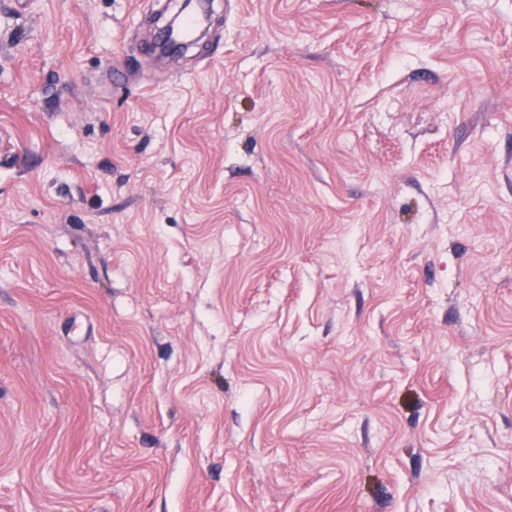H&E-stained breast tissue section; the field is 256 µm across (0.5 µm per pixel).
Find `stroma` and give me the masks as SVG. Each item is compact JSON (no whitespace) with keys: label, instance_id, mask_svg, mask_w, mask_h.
Here are the masks:
<instances>
[{"label":"stroma","instance_id":"35a3bbf8","mask_svg":"<svg viewBox=\"0 0 512 512\" xmlns=\"http://www.w3.org/2000/svg\"><path fill=\"white\" fill-rule=\"evenodd\" d=\"M0 0V512H512V0ZM181 8L179 9L177 15L168 20L164 25L158 27L154 36V45L164 57H178L182 55L191 45L192 43H185L178 46H171L169 42L170 33L172 28L174 27V23L176 18H178L182 13L186 12L188 9L190 1H181Z\"/></svg>","mask_w":512,"mask_h":512}]
</instances>
